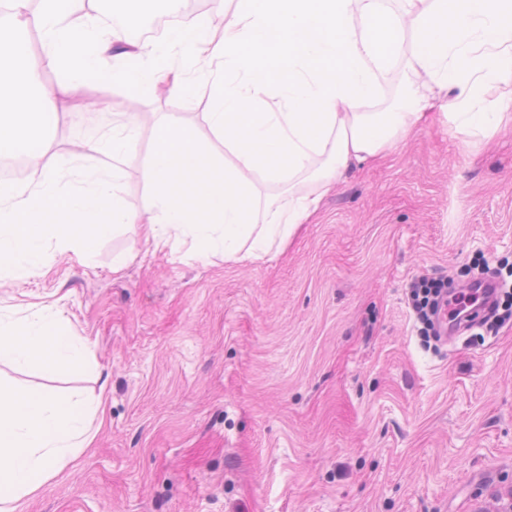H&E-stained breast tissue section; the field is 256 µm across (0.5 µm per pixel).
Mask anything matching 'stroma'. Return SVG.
<instances>
[{"label": "stroma", "instance_id": "stroma-1", "mask_svg": "<svg viewBox=\"0 0 512 512\" xmlns=\"http://www.w3.org/2000/svg\"><path fill=\"white\" fill-rule=\"evenodd\" d=\"M86 96L145 115L117 188L131 208L160 113L201 137L211 89L183 101L107 81ZM54 149L73 164L78 101ZM131 228L0 282V313H59L79 370L0 363V381L100 408L91 448L19 512H505L512 504V324L425 350L405 304L420 276L512 261V131L468 141L436 116L353 166L307 224L253 263L133 252Z\"/></svg>", "mask_w": 512, "mask_h": 512}]
</instances>
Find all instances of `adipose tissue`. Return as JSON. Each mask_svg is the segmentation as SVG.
I'll list each match as a JSON object with an SVG mask.
<instances>
[{
    "instance_id": "obj_1",
    "label": "adipose tissue",
    "mask_w": 512,
    "mask_h": 512,
    "mask_svg": "<svg viewBox=\"0 0 512 512\" xmlns=\"http://www.w3.org/2000/svg\"><path fill=\"white\" fill-rule=\"evenodd\" d=\"M10 2L13 16L0 20V159L23 158L28 177L0 181L1 273L41 268L46 239L79 251L124 224L141 225L155 253L186 245L205 258L256 261L311 218L343 169L381 160L432 111L465 137L512 123V0H234L220 22L172 29L158 45L114 35L138 25L147 0H119L108 27L91 13L71 19L70 0ZM409 27L416 47L407 55ZM397 65L402 97L375 111ZM48 71L59 79L47 90L37 77ZM93 75L141 95L164 85L185 100L211 87L210 140L175 117L156 119L140 210L117 189L139 143L136 115L114 119L107 102L90 114L82 150L108 165L77 173L51 156L49 104L78 99ZM474 100L484 108L470 110ZM265 185L282 192L267 197ZM84 356V343L45 311L0 319V361L51 376ZM94 413L70 395L0 387V512L89 447Z\"/></svg>"
}]
</instances>
